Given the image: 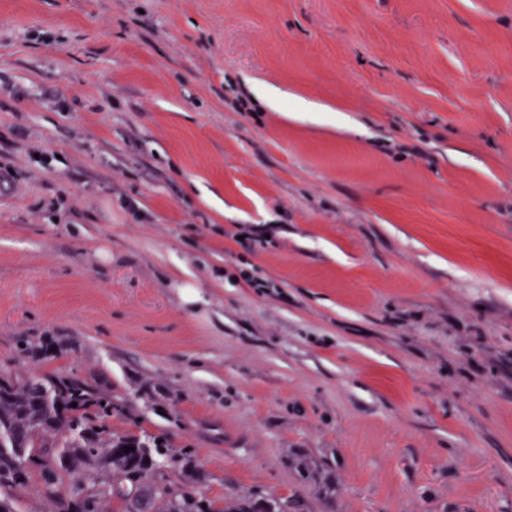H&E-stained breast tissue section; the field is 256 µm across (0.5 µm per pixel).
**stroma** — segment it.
Here are the masks:
<instances>
[{"mask_svg":"<svg viewBox=\"0 0 512 512\" xmlns=\"http://www.w3.org/2000/svg\"><path fill=\"white\" fill-rule=\"evenodd\" d=\"M29 336L210 498L512 512V0H0V364ZM20 343H23L24 347H19V352L28 359L52 360L67 351V348L54 336H30L21 340ZM51 348H55V351H51Z\"/></svg>","mask_w":512,"mask_h":512,"instance_id":"1","label":"stroma"}]
</instances>
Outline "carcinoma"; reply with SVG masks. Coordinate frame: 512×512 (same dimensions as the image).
<instances>
[{
	"instance_id": "cac0c4a2",
	"label": "carcinoma",
	"mask_w": 512,
	"mask_h": 512,
	"mask_svg": "<svg viewBox=\"0 0 512 512\" xmlns=\"http://www.w3.org/2000/svg\"><path fill=\"white\" fill-rule=\"evenodd\" d=\"M20 354L52 360L67 348L53 336L21 340ZM137 424L126 404L112 400L93 377L76 374L20 376L0 367V502L17 508L22 488L65 506L79 498L85 512H289L292 502L269 492L249 490L209 498L200 488L205 474L188 448L142 430L112 427V418ZM128 446L137 453L128 454ZM39 460L18 478L20 454Z\"/></svg>"
}]
</instances>
